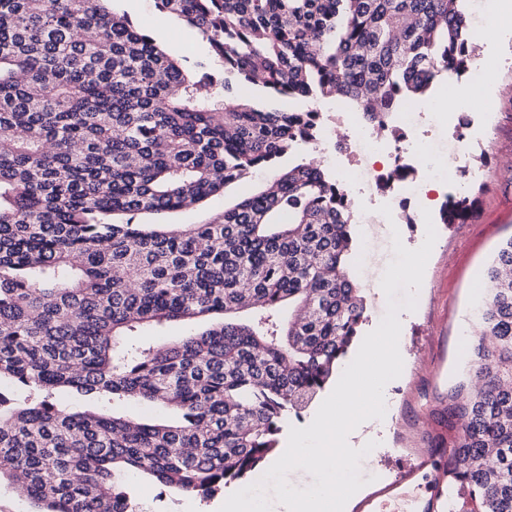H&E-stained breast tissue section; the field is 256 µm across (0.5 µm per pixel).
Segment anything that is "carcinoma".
I'll use <instances>...</instances> for the list:
<instances>
[{
    "mask_svg": "<svg viewBox=\"0 0 512 512\" xmlns=\"http://www.w3.org/2000/svg\"><path fill=\"white\" fill-rule=\"evenodd\" d=\"M104 2L0 0V381L21 390H0V481L36 512H135L130 475L208 498L260 467L367 312L349 192L313 161L282 167L320 137L317 112L273 102L345 100L383 126L475 52L471 0H155L216 76ZM262 169L275 189L202 224L133 222ZM474 206L451 197L442 223ZM484 290L444 397L448 512H512V238ZM204 319L162 349L128 343ZM132 402L169 416L116 413Z\"/></svg>",
    "mask_w": 512,
    "mask_h": 512,
    "instance_id": "1",
    "label": "carcinoma"
}]
</instances>
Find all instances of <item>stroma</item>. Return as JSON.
<instances>
[{
	"mask_svg": "<svg viewBox=\"0 0 512 512\" xmlns=\"http://www.w3.org/2000/svg\"><path fill=\"white\" fill-rule=\"evenodd\" d=\"M107 7L157 33L168 53L208 61L211 71H220L221 64L212 57L207 42L174 15L159 11L154 0H109ZM476 44L479 59L489 67L490 81L469 83L460 76L443 77L432 94L441 109L424 113L417 133L447 150L452 112L445 109V102L464 88L476 99L474 112H482L485 102H492L493 120L478 124L471 148V164L483 173L467 186L478 201L477 209L467 222L442 223L440 212L448 196L457 192L459 171H441L438 190L429 194L437 239L418 292V305L415 311L399 314L409 357L400 377L388 384L393 404L386 435L360 465L368 495L398 479L424 449L451 445L455 432L448 427L441 400L467 363V341L460 330L482 297L489 260L503 241L512 238V164L504 162L505 157H512V31L485 29ZM268 177V172L259 171L202 207L158 216L140 214L136 221L201 224L251 194ZM129 486L141 512H218L224 500L220 494L204 499L170 493L145 476L131 477Z\"/></svg>",
	"mask_w": 512,
	"mask_h": 512,
	"instance_id": "35a3bbf8",
	"label": "stroma"
}]
</instances>
